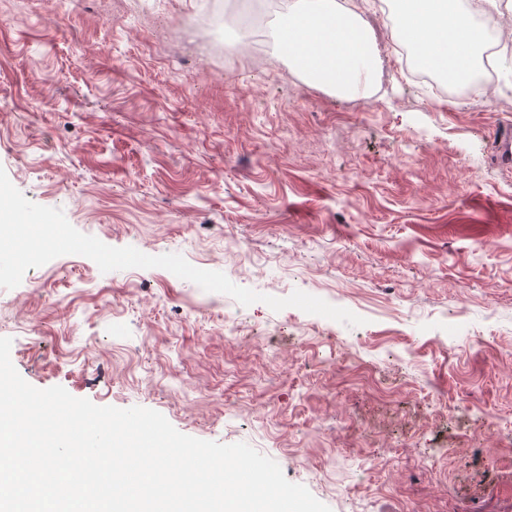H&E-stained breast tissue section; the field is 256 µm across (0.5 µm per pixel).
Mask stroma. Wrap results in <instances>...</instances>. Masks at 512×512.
<instances>
[{
  "mask_svg": "<svg viewBox=\"0 0 512 512\" xmlns=\"http://www.w3.org/2000/svg\"><path fill=\"white\" fill-rule=\"evenodd\" d=\"M308 85L280 0H0V167L112 247L301 290L359 326L64 255L0 288L32 386L244 442L331 512H512V46L494 90Z\"/></svg>",
  "mask_w": 512,
  "mask_h": 512,
  "instance_id": "35a3bbf8",
  "label": "stroma"
}]
</instances>
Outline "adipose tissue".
Returning <instances> with one entry per match:
<instances>
[{
	"mask_svg": "<svg viewBox=\"0 0 512 512\" xmlns=\"http://www.w3.org/2000/svg\"><path fill=\"white\" fill-rule=\"evenodd\" d=\"M397 41L408 45L423 68L465 83L482 63L485 36L512 0H395ZM270 37L311 83L343 97L366 94L380 57L368 23L351 0H286Z\"/></svg>",
	"mask_w": 512,
	"mask_h": 512,
	"instance_id": "1",
	"label": "adipose tissue"
}]
</instances>
